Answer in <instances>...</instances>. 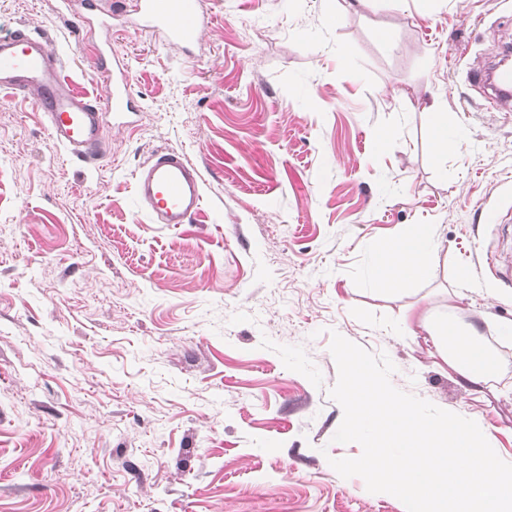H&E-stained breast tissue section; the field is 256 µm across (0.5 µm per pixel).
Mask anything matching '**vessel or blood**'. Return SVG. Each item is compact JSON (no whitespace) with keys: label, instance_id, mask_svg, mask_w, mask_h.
Instances as JSON below:
<instances>
[{"label":"vessel or blood","instance_id":"1","mask_svg":"<svg viewBox=\"0 0 512 512\" xmlns=\"http://www.w3.org/2000/svg\"><path fill=\"white\" fill-rule=\"evenodd\" d=\"M145 28L162 30L184 52L199 45L206 18L199 0H135ZM112 85L103 101L76 90L63 73L60 58L44 37L17 29L0 34V91L32 96L43 113L51 140L75 159L96 160L102 154L105 115L136 112L137 102L123 67L106 71ZM492 108L512 112V68L489 78ZM135 191L156 223H190L203 202L196 166L175 151L155 153L135 174Z\"/></svg>","mask_w":512,"mask_h":512}]
</instances>
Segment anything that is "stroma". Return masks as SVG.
I'll list each match as a JSON object with an SVG mask.
<instances>
[{
	"label": "stroma",
	"instance_id": "35a3bbf8",
	"mask_svg": "<svg viewBox=\"0 0 512 512\" xmlns=\"http://www.w3.org/2000/svg\"><path fill=\"white\" fill-rule=\"evenodd\" d=\"M202 8L188 55L130 15L105 33L77 0H0V32L45 36L101 101L91 63L111 44L140 105L86 164L0 92V512H406L331 465L362 453L334 440L335 332L512 463V284L491 265L512 221L488 220L512 217V112L471 75L512 49V0ZM434 99L463 137L445 158ZM165 150L202 180L178 227L133 188ZM406 224L432 225L445 259L381 292L369 246ZM414 310L478 330L497 359L482 395L408 331Z\"/></svg>",
	"mask_w": 512,
	"mask_h": 512
}]
</instances>
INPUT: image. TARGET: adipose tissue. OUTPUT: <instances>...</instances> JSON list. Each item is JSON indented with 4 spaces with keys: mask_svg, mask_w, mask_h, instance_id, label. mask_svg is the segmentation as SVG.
<instances>
[{
    "mask_svg": "<svg viewBox=\"0 0 512 512\" xmlns=\"http://www.w3.org/2000/svg\"><path fill=\"white\" fill-rule=\"evenodd\" d=\"M373 251L374 277L386 289H397L421 278L439 259L435 235L423 224L405 225L394 239L374 244ZM416 322L438 346L442 362L458 382L471 392H481L494 372V365L475 334L460 332L448 322H432L422 314L417 315Z\"/></svg>",
    "mask_w": 512,
    "mask_h": 512,
    "instance_id": "1",
    "label": "adipose tissue"
}]
</instances>
